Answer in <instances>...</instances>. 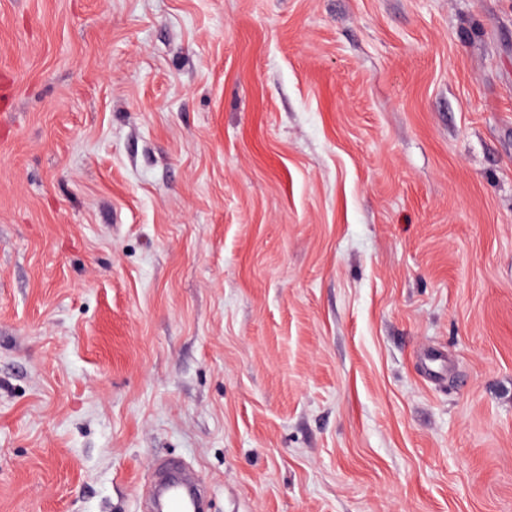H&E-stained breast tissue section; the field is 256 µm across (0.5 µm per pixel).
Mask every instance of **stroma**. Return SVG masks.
Returning <instances> with one entry per match:
<instances>
[{
  "label": "stroma",
  "instance_id": "obj_1",
  "mask_svg": "<svg viewBox=\"0 0 512 512\" xmlns=\"http://www.w3.org/2000/svg\"><path fill=\"white\" fill-rule=\"evenodd\" d=\"M0 512H512V0H0ZM159 503L166 512H199L200 503L194 489L175 477H167L160 485Z\"/></svg>",
  "mask_w": 512,
  "mask_h": 512
}]
</instances>
